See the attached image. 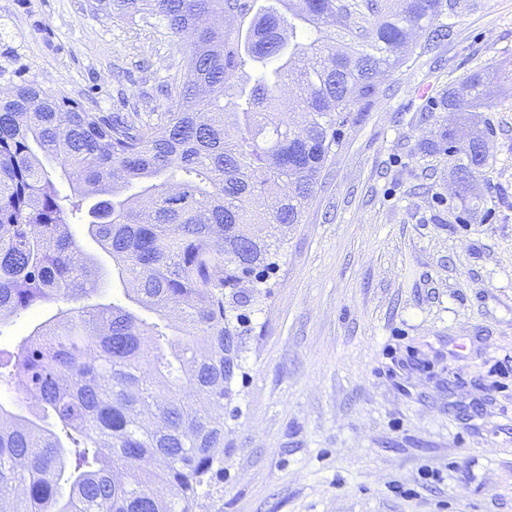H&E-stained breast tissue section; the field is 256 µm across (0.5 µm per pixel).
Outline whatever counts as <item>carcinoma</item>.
<instances>
[{
	"label": "carcinoma",
	"mask_w": 512,
	"mask_h": 512,
	"mask_svg": "<svg viewBox=\"0 0 512 512\" xmlns=\"http://www.w3.org/2000/svg\"><path fill=\"white\" fill-rule=\"evenodd\" d=\"M469 0H93L139 18L187 57L161 84L166 110L112 116L34 81L0 98V326L34 306L82 302L100 268L71 224L112 255L120 305L59 308L17 351L0 349V512H195L224 458V398L261 273L315 196L354 108L378 78L454 37ZM484 77L440 105L480 112ZM288 113V120L280 118ZM467 190L486 133L457 146ZM68 185L69 192L62 190ZM267 225L253 234L255 221ZM160 465L140 467L145 458Z\"/></svg>",
	"instance_id": "cac0c4a2"
}]
</instances>
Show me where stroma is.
<instances>
[{
	"label": "stroma",
	"instance_id": "stroma-1",
	"mask_svg": "<svg viewBox=\"0 0 512 512\" xmlns=\"http://www.w3.org/2000/svg\"><path fill=\"white\" fill-rule=\"evenodd\" d=\"M383 79L290 233L224 401V462L197 512H512V0ZM5 81L95 112L156 93L186 57L91 0H0ZM482 72L489 163L462 197L439 102ZM427 86L419 95V86Z\"/></svg>",
	"mask_w": 512,
	"mask_h": 512
}]
</instances>
